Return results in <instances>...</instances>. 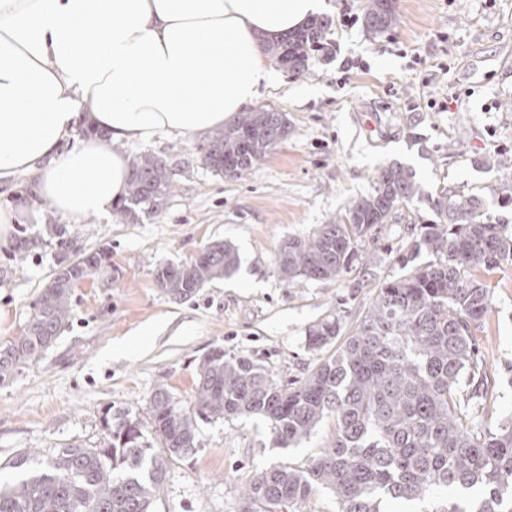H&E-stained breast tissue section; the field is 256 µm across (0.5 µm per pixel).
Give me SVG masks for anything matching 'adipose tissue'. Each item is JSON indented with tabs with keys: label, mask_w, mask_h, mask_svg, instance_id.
Wrapping results in <instances>:
<instances>
[{
	"label": "adipose tissue",
	"mask_w": 512,
	"mask_h": 512,
	"mask_svg": "<svg viewBox=\"0 0 512 512\" xmlns=\"http://www.w3.org/2000/svg\"><path fill=\"white\" fill-rule=\"evenodd\" d=\"M324 0H0V178L23 175L68 223L109 214L129 159L63 142L82 120L113 141L204 134L278 74L264 52Z\"/></svg>",
	"instance_id": "ef3b65f1"
}]
</instances>
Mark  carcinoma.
Masks as SVG:
<instances>
[{
  "instance_id": "1",
  "label": "carcinoma",
  "mask_w": 512,
  "mask_h": 512,
  "mask_svg": "<svg viewBox=\"0 0 512 512\" xmlns=\"http://www.w3.org/2000/svg\"><path fill=\"white\" fill-rule=\"evenodd\" d=\"M397 21L390 0H367L363 24L370 33H384ZM331 27L332 19L316 17L265 51L288 73L303 76L315 53L331 54ZM287 136L284 113L244 112L212 136L201 163L240 177ZM172 176L166 159H133L120 217L162 212ZM415 201L427 202L436 220L421 226L419 240L393 259L405 268L424 249L436 262L379 286L336 353L305 379L283 384L248 357L209 352L197 366L192 406L158 387L146 400L145 420L130 412L114 417L107 409V435L97 448L72 445L46 460L18 452L3 464L14 478L0 482V512H153L171 462L183 458L181 449L196 447L199 421L239 415L265 418L280 448L298 445L326 417L338 424L333 443L308 465L259 469L244 493L243 512H304L319 487L335 493L338 512H390L395 501H428L430 512H512V421L484 431L479 419L488 378L478 370L473 328L491 298L472 276L512 265V227L492 222L474 197L434 196L403 167L385 165L372 191L352 201L344 218L281 246L279 273L290 284L341 277L358 260L359 243ZM49 231L68 275L48 282L20 335L0 344V385L54 345L71 316L73 289L107 260L104 251L73 259L69 230L51 224ZM215 246L219 251L208 259L158 265V288L181 301L232 274L235 252L222 242ZM340 336L341 320L332 317L311 325L305 342L320 351Z\"/></svg>"
}]
</instances>
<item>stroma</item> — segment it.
<instances>
[{"label":"stroma","mask_w":512,"mask_h":512,"mask_svg":"<svg viewBox=\"0 0 512 512\" xmlns=\"http://www.w3.org/2000/svg\"><path fill=\"white\" fill-rule=\"evenodd\" d=\"M325 4L335 51L315 56L305 76L280 72L262 91L256 108L283 112L288 136L242 177L201 165L204 135L114 143L132 159L178 162L168 204L135 221L113 212L70 225L82 250L106 249L108 261L74 288L55 345L0 386V463L26 449L48 457L72 444L99 447L105 409L145 414L160 385L190 404L197 363L215 348L252 358L284 383L306 378L320 360L304 343L308 327L338 315L351 331L377 285L401 274L386 252L433 216L422 203L377 226L358 248L383 257L369 274L356 267L337 280L282 281L280 246L342 215L371 191L378 167L401 165L433 194L478 198L486 215L512 225V202L497 193L512 183V0H397L396 26L378 36L363 25L365 0ZM16 205L23 214L0 226V343L20 334L58 269L46 227L60 216L26 180H1L0 207ZM217 241L238 254L232 275L182 301L157 288V265L188 261ZM475 276L491 295L473 336L493 381L483 424L494 430L512 418V266ZM335 437L332 417L287 449L257 415L200 422L195 450L171 463L154 512H241L259 468L307 465Z\"/></svg>","instance_id":"35a3bbf8"}]
</instances>
